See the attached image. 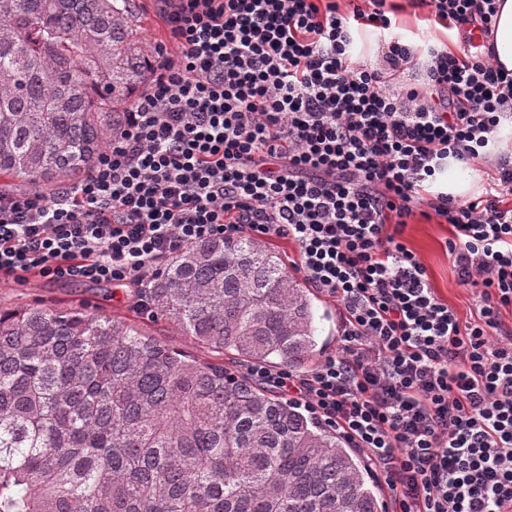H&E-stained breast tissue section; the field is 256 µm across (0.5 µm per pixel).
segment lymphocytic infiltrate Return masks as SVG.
<instances>
[{
	"label": "lymphocytic infiltrate",
	"instance_id": "obj_1",
	"mask_svg": "<svg viewBox=\"0 0 512 512\" xmlns=\"http://www.w3.org/2000/svg\"><path fill=\"white\" fill-rule=\"evenodd\" d=\"M177 47L93 170L52 195L0 190V275L131 288L201 240L283 239L334 298L336 354L248 375L360 449L392 512H512V72L493 65L498 0H411L485 35L455 55L403 43L388 0H159ZM386 35V67L352 64L351 31ZM420 86L392 72L417 55ZM489 160L482 195L425 200L449 163ZM478 313L435 294L404 229L422 203Z\"/></svg>",
	"mask_w": 512,
	"mask_h": 512
}]
</instances>
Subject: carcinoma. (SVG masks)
<instances>
[{"mask_svg": "<svg viewBox=\"0 0 512 512\" xmlns=\"http://www.w3.org/2000/svg\"><path fill=\"white\" fill-rule=\"evenodd\" d=\"M132 0H0V174L91 170L152 77ZM243 364L320 356L313 289L266 242L195 243L138 289ZM0 512H382L360 452L224 362L88 308L0 307Z\"/></svg>", "mask_w": 512, "mask_h": 512, "instance_id": "1", "label": "carcinoma"}]
</instances>
